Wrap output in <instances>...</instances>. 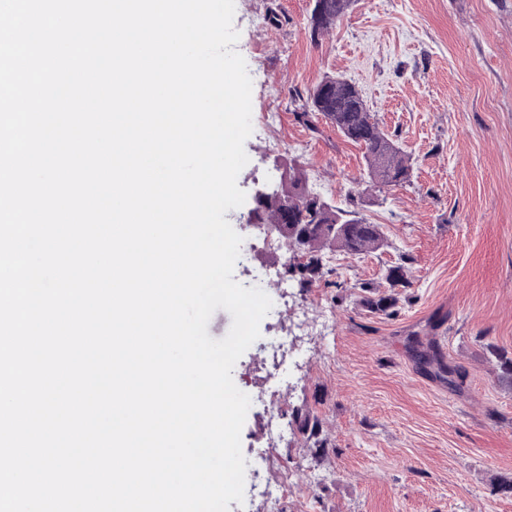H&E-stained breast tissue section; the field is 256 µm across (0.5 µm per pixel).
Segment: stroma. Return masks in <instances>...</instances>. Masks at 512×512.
<instances>
[{"label": "stroma", "mask_w": 512, "mask_h": 512, "mask_svg": "<svg viewBox=\"0 0 512 512\" xmlns=\"http://www.w3.org/2000/svg\"><path fill=\"white\" fill-rule=\"evenodd\" d=\"M311 0H235V45L252 80L244 192L279 184L275 160L307 172L332 203L355 197L387 245L360 257L330 250L311 285L285 271L288 253L246 224L247 206L225 218L242 236L241 284L279 306L232 376L250 395L241 432L243 502L231 512H270L255 486L287 482L279 512H512V384L495 351L512 355V0H356L312 40ZM361 90L381 128L412 158L409 184L371 186L363 151L303 98L324 76ZM410 281L398 310L371 311L364 286L389 293V267ZM304 331L303 358L285 378L263 379L264 343ZM434 342L452 380L418 367L407 339ZM321 419L326 449L296 427L270 439V415Z\"/></svg>", "instance_id": "1"}]
</instances>
